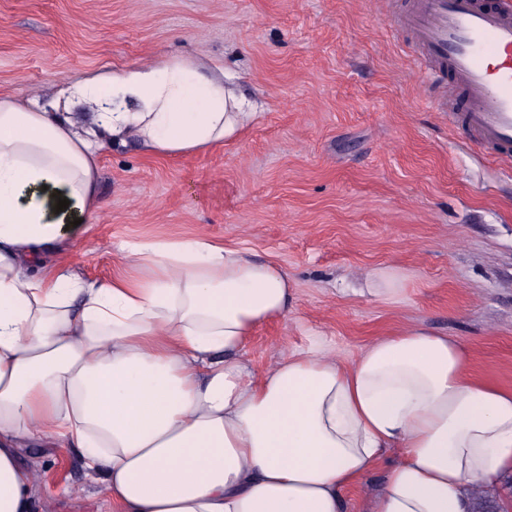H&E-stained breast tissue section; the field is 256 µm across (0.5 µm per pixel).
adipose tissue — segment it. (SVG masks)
Wrapping results in <instances>:
<instances>
[{
  "label": "adipose tissue",
  "instance_id": "ef3b65f1",
  "mask_svg": "<svg viewBox=\"0 0 512 512\" xmlns=\"http://www.w3.org/2000/svg\"><path fill=\"white\" fill-rule=\"evenodd\" d=\"M63 97L59 112L0 97V512H38L19 451L48 439L80 451L115 512H344L390 448L370 512H472L512 473V391L468 379L448 337L408 330L347 365L316 346L259 373L243 354L288 312L278 264L198 236L125 243L105 280L75 272L107 140L188 155L254 115L187 57Z\"/></svg>",
  "mask_w": 512,
  "mask_h": 512
}]
</instances>
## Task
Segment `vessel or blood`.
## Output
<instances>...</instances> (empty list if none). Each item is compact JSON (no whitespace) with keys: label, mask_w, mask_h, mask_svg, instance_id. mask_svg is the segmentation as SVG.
I'll list each match as a JSON object with an SVG mask.
<instances>
[{"label":"vessel or blood","mask_w":512,"mask_h":512,"mask_svg":"<svg viewBox=\"0 0 512 512\" xmlns=\"http://www.w3.org/2000/svg\"><path fill=\"white\" fill-rule=\"evenodd\" d=\"M420 51L426 83L451 94L435 111L512 167V5L507 0H414L400 18Z\"/></svg>","instance_id":"1"}]
</instances>
